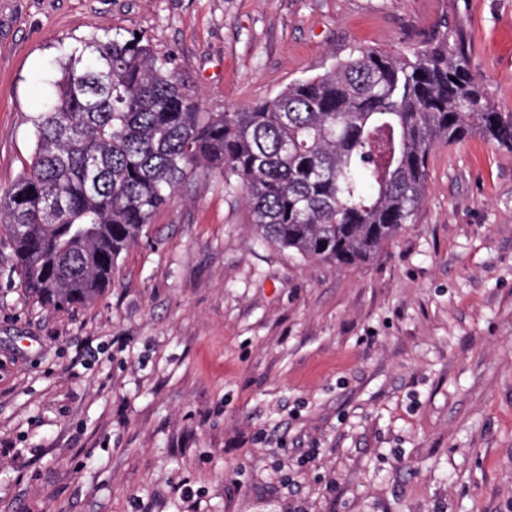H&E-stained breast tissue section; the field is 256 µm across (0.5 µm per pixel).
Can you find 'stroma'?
Instances as JSON below:
<instances>
[{
	"label": "stroma",
	"mask_w": 512,
	"mask_h": 512,
	"mask_svg": "<svg viewBox=\"0 0 512 512\" xmlns=\"http://www.w3.org/2000/svg\"><path fill=\"white\" fill-rule=\"evenodd\" d=\"M455 21L512 111V0H0V191L91 34L143 35L221 112ZM11 263L0 229V512H512V152L480 135L355 265L260 243L203 167L92 303Z\"/></svg>",
	"instance_id": "obj_1"
}]
</instances>
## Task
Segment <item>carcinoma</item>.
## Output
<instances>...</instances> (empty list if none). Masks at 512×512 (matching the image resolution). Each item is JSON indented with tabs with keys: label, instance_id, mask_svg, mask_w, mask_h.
<instances>
[{
	"label": "carcinoma",
	"instance_id": "carcinoma-1",
	"mask_svg": "<svg viewBox=\"0 0 512 512\" xmlns=\"http://www.w3.org/2000/svg\"><path fill=\"white\" fill-rule=\"evenodd\" d=\"M460 26L404 55L360 49L242 109L203 112L145 37L92 34L61 54L32 119L29 167L0 192V226L30 297L94 301L120 254L200 167L245 191L255 233L305 259L371 258L426 193L439 142L478 133L512 151V112L473 74Z\"/></svg>",
	"mask_w": 512,
	"mask_h": 512
}]
</instances>
